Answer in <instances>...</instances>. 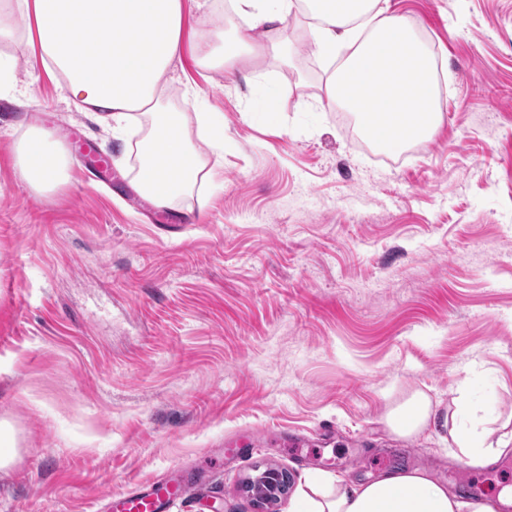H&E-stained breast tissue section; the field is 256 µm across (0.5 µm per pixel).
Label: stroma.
I'll return each instance as SVG.
<instances>
[{"instance_id": "35a3bbf8", "label": "stroma", "mask_w": 512, "mask_h": 512, "mask_svg": "<svg viewBox=\"0 0 512 512\" xmlns=\"http://www.w3.org/2000/svg\"><path fill=\"white\" fill-rule=\"evenodd\" d=\"M435 59L442 122L381 155L324 109L331 65L289 18L279 49L224 76L185 52L224 124L213 182L154 220L112 138L23 46L0 97V421L15 457L0 512H107L137 483L196 478L168 512H255L256 469L353 482L425 468L467 502L512 488V455L475 468L438 429L381 420L415 390L459 388L512 415V0H391ZM277 97L279 119L261 110ZM32 125L102 180L38 193L12 152Z\"/></svg>"}]
</instances>
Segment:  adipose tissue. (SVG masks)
Returning <instances> with one entry per match:
<instances>
[{
    "instance_id": "1",
    "label": "adipose tissue",
    "mask_w": 512,
    "mask_h": 512,
    "mask_svg": "<svg viewBox=\"0 0 512 512\" xmlns=\"http://www.w3.org/2000/svg\"><path fill=\"white\" fill-rule=\"evenodd\" d=\"M239 19L232 49L204 56V63L233 72L242 51L277 46L288 18L303 13L319 54L339 44L350 51L329 76V107L351 106L368 121L380 147L397 149L407 138L426 137L443 110L431 56L415 45L389 0H234ZM184 0H0V44L22 39L32 64L59 81L69 98L112 123L124 138L140 128L134 181L159 208L196 187L205 149L224 146V129L208 113L162 111V81L184 53ZM196 122L197 136L186 127ZM20 178L51 192L65 183L70 161L59 141L34 126L14 147ZM482 406L458 397L445 420L423 391L392 407L384 424L398 439L442 423L451 453L487 467L512 453V434H496ZM289 512H496L493 500L464 503L418 469L382 473L350 484L321 475L299 484Z\"/></svg>"
}]
</instances>
